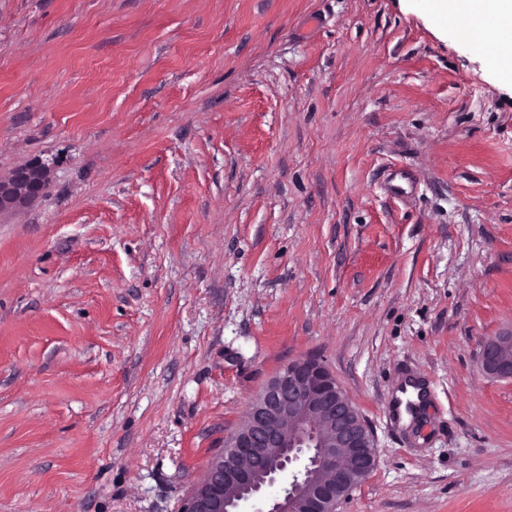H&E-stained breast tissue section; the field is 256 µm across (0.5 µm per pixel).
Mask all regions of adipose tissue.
<instances>
[{"instance_id":"obj_1","label":"adipose tissue","mask_w":512,"mask_h":512,"mask_svg":"<svg viewBox=\"0 0 512 512\" xmlns=\"http://www.w3.org/2000/svg\"><path fill=\"white\" fill-rule=\"evenodd\" d=\"M416 6L440 21L456 13L500 18L503 25L495 35L490 60L503 78L512 79V0H416Z\"/></svg>"}]
</instances>
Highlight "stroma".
I'll use <instances>...</instances> for the list:
<instances>
[{
	"mask_svg": "<svg viewBox=\"0 0 512 512\" xmlns=\"http://www.w3.org/2000/svg\"><path fill=\"white\" fill-rule=\"evenodd\" d=\"M0 512H179L319 358L337 512H512V84L413 0H0ZM413 172L407 199L383 188ZM425 384L422 430L386 406ZM50 166L42 159L30 161L0 177V213L28 205L49 189ZM482 364L485 372L498 379H512V330L484 342ZM421 388H423L422 384L417 377L411 375L406 376L392 391V395H394L393 400L390 401L389 408L391 416L397 420L401 419L403 400L398 396V393L405 395L409 391H417V397L420 400L419 394L423 391Z\"/></svg>",
	"mask_w": 512,
	"mask_h": 512,
	"instance_id": "obj_1",
	"label": "stroma"
}]
</instances>
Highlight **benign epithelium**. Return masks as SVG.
Returning <instances> with one entry per match:
<instances>
[{
    "instance_id": "obj_1",
    "label": "benign epithelium",
    "mask_w": 512,
    "mask_h": 512,
    "mask_svg": "<svg viewBox=\"0 0 512 512\" xmlns=\"http://www.w3.org/2000/svg\"><path fill=\"white\" fill-rule=\"evenodd\" d=\"M50 166L30 161L0 177V213L28 205L49 189ZM485 372L512 379V330L484 342ZM313 452L302 477L267 512H336L376 467L374 435L360 411L316 358L281 369L249 403L241 423L183 500L181 512H238L301 454ZM269 460L265 470L246 465Z\"/></svg>"
}]
</instances>
